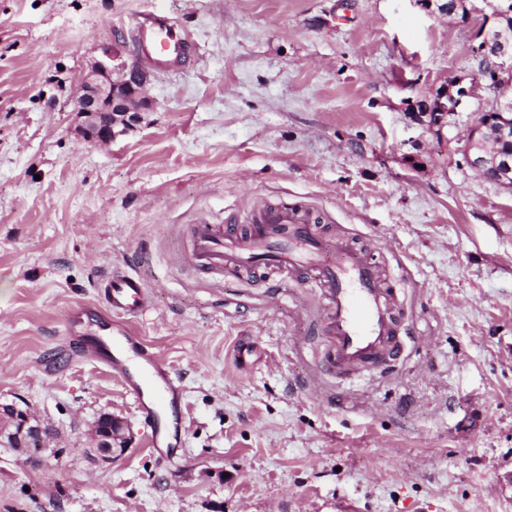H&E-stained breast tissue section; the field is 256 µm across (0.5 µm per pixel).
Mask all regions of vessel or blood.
Masks as SVG:
<instances>
[{
    "label": "vessel or blood",
    "instance_id": "1",
    "mask_svg": "<svg viewBox=\"0 0 512 512\" xmlns=\"http://www.w3.org/2000/svg\"><path fill=\"white\" fill-rule=\"evenodd\" d=\"M135 47L157 67L178 66L188 53L190 34L162 13L137 18L131 29ZM191 253L198 271L215 283L258 268L292 276L311 273L312 287L328 302L325 331L332 340L324 359L325 371H351L397 360L403 352L400 325L395 316V287L381 275L371 248L355 246L342 236H328L313 223L307 207L282 203L254 213L247 234L237 235L220 225H194ZM113 318L105 319L95 305H84L71 315L72 325L98 319V337L88 347V358L122 381L137 403H148L153 422L151 448L177 429L181 420L182 389L169 364L142 349L131 326L150 307L143 281L126 271L113 272L105 282Z\"/></svg>",
    "mask_w": 512,
    "mask_h": 512
}]
</instances>
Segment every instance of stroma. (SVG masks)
<instances>
[{"label":"stroma","instance_id":"35a3bbf8","mask_svg":"<svg viewBox=\"0 0 512 512\" xmlns=\"http://www.w3.org/2000/svg\"><path fill=\"white\" fill-rule=\"evenodd\" d=\"M0 0V403L54 430L0 444V512H512V193L417 109L476 48L496 0ZM193 47L108 144L74 112L90 64L141 14ZM306 204L396 282L404 357L326 374L325 304L301 279L198 276L193 225ZM151 298L134 328L182 386L155 454L122 383L69 340L114 269ZM130 449L90 447L100 414ZM109 422L106 429H100L94 426V437L96 442V453L104 461L112 460V455L117 452H124L131 444L132 437L125 422L112 415V413H103Z\"/></svg>","mask_w":512,"mask_h":512}]
</instances>
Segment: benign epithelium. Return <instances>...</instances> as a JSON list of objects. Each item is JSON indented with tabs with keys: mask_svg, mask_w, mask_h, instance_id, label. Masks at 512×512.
I'll list each match as a JSON object with an SVG mask.
<instances>
[{
	"mask_svg": "<svg viewBox=\"0 0 512 512\" xmlns=\"http://www.w3.org/2000/svg\"><path fill=\"white\" fill-rule=\"evenodd\" d=\"M498 37L485 39L478 52L490 76L489 87L500 90L512 87V5L502 0L492 13ZM150 73L142 66L128 63L120 42L103 49L102 58L94 61L85 75L82 94L76 114L79 131L88 139L110 143L116 136L115 127L129 126L137 113L148 106L145 87ZM480 85L479 76L467 74L454 76L439 87L435 94L420 103L421 116L432 126L443 127L448 117L461 111L465 101L474 95ZM465 149L468 163L481 175L488 170L498 173L502 187L512 190V97L496 100L491 109L481 113L466 134ZM109 426L94 427L96 453L104 461L112 455L124 452L132 437L125 422L105 414ZM9 421L19 428L18 436L42 434L45 424L28 408L16 403H0V421Z\"/></svg>",
	"mask_w": 512,
	"mask_h": 512,
	"instance_id": "obj_1",
	"label": "benign epithelium"
}]
</instances>
